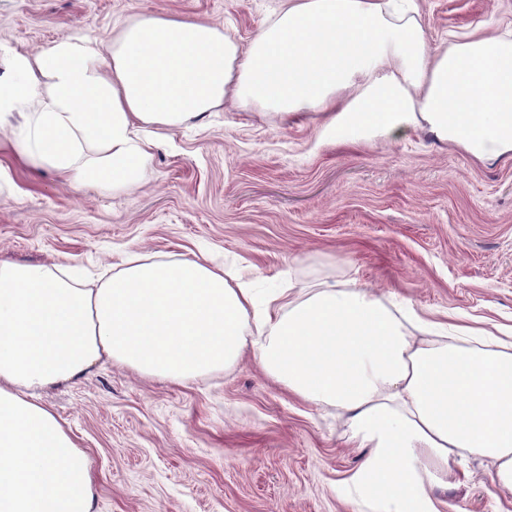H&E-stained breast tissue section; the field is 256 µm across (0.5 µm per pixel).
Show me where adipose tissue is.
<instances>
[{"mask_svg": "<svg viewBox=\"0 0 512 512\" xmlns=\"http://www.w3.org/2000/svg\"><path fill=\"white\" fill-rule=\"evenodd\" d=\"M412 0H279L248 48L209 21L142 15L108 49L65 35L9 56L0 127L27 163L86 186H137L155 128L220 105L323 115L336 141L418 127L481 162L512 156V27L432 43ZM324 282L255 302L197 259L129 256L96 288L0 263V512H93L85 452L40 402L104 362L184 383L252 352L263 374L346 418L360 466L338 488L363 512H441L458 458L512 490V341Z\"/></svg>", "mask_w": 512, "mask_h": 512, "instance_id": "obj_1", "label": "adipose tissue"}]
</instances>
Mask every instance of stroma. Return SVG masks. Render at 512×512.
Wrapping results in <instances>:
<instances>
[{
	"mask_svg": "<svg viewBox=\"0 0 512 512\" xmlns=\"http://www.w3.org/2000/svg\"><path fill=\"white\" fill-rule=\"evenodd\" d=\"M432 41L512 0H417ZM277 0H0L7 55L64 35L110 41L148 13L206 18L247 44ZM248 271L256 296L320 282L365 286L397 309L512 329V157L481 163L421 129L341 146L319 116L280 123L217 108L161 130L139 187L74 188L25 165L0 129V263L118 273L127 254ZM42 404L87 455L96 512H359L336 493L365 451L335 408L306 403L253 358L174 384L106 363ZM491 460L472 456L433 494L443 512H512Z\"/></svg>",
	"mask_w": 512,
	"mask_h": 512,
	"instance_id": "obj_1",
	"label": "stroma"
}]
</instances>
